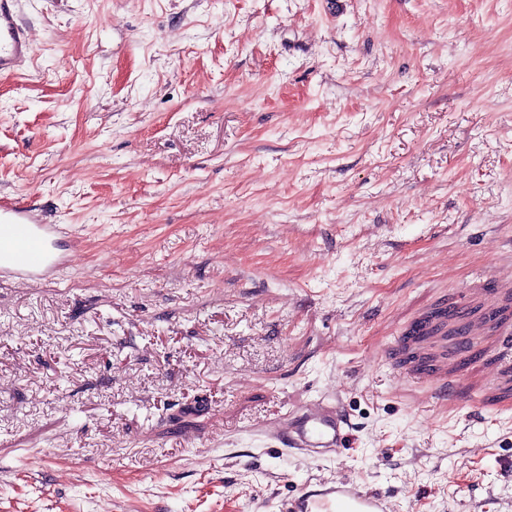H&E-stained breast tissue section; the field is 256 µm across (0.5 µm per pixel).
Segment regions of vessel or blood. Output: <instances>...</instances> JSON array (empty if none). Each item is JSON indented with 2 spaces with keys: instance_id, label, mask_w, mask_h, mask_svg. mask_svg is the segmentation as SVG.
Here are the masks:
<instances>
[{
  "instance_id": "1",
  "label": "vessel or blood",
  "mask_w": 512,
  "mask_h": 512,
  "mask_svg": "<svg viewBox=\"0 0 512 512\" xmlns=\"http://www.w3.org/2000/svg\"><path fill=\"white\" fill-rule=\"evenodd\" d=\"M34 52L18 17L17 0H0V74L16 72ZM59 235V226L46 223L33 209L0 205V276L20 280L55 276L69 260L68 253L57 248ZM351 428L344 409L320 403L288 417L277 439L303 454L322 456L344 448ZM310 512H389V508L385 495L362 493L344 483L334 497L314 502Z\"/></svg>"
}]
</instances>
